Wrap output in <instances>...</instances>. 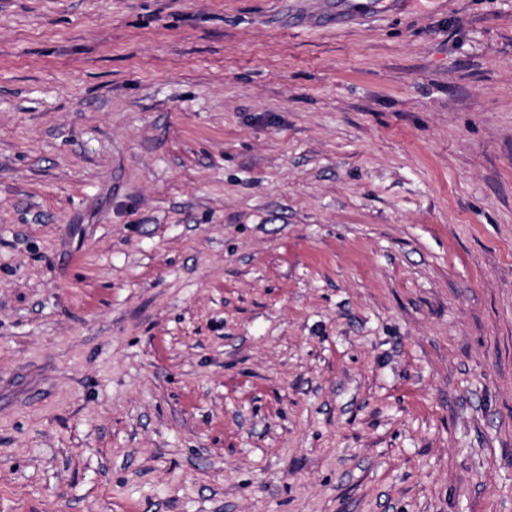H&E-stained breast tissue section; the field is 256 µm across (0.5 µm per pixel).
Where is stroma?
Instances as JSON below:
<instances>
[{"label": "stroma", "mask_w": 512, "mask_h": 512, "mask_svg": "<svg viewBox=\"0 0 512 512\" xmlns=\"http://www.w3.org/2000/svg\"><path fill=\"white\" fill-rule=\"evenodd\" d=\"M0 512H512V0H0Z\"/></svg>", "instance_id": "1"}]
</instances>
